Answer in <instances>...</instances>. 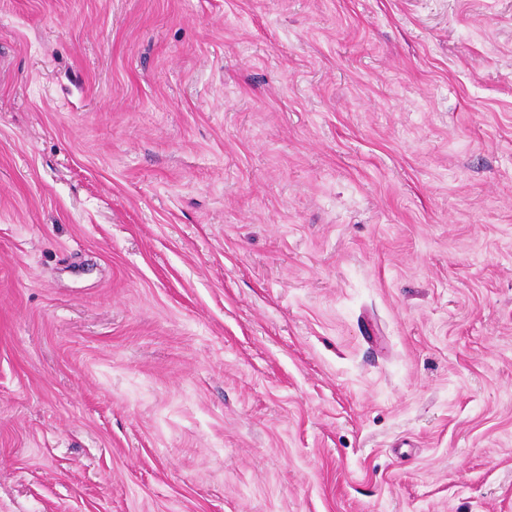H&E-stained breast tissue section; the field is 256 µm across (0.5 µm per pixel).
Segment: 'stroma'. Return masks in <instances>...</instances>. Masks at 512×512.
I'll return each instance as SVG.
<instances>
[{"mask_svg": "<svg viewBox=\"0 0 512 512\" xmlns=\"http://www.w3.org/2000/svg\"><path fill=\"white\" fill-rule=\"evenodd\" d=\"M0 512H512V0H0Z\"/></svg>", "mask_w": 512, "mask_h": 512, "instance_id": "35a3bbf8", "label": "stroma"}]
</instances>
